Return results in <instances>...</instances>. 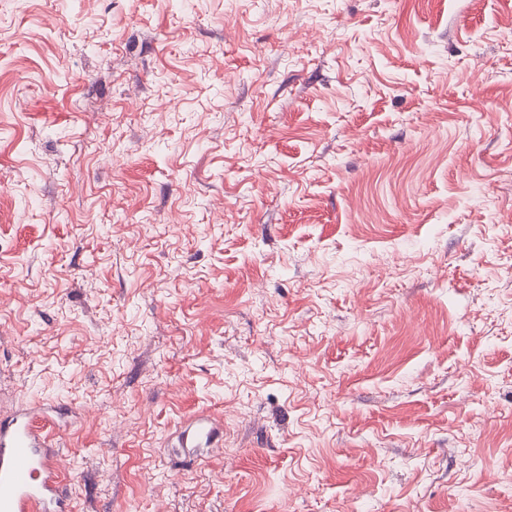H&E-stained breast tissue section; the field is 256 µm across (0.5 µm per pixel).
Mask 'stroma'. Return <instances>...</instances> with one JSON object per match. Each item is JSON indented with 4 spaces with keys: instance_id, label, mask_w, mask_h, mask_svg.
I'll return each instance as SVG.
<instances>
[{
    "instance_id": "obj_1",
    "label": "stroma",
    "mask_w": 512,
    "mask_h": 512,
    "mask_svg": "<svg viewBox=\"0 0 512 512\" xmlns=\"http://www.w3.org/2000/svg\"><path fill=\"white\" fill-rule=\"evenodd\" d=\"M510 39L0 0V417L45 408L73 512H512Z\"/></svg>"
}]
</instances>
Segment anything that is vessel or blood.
Returning a JSON list of instances; mask_svg holds the SVG:
<instances>
[{"instance_id":"1","label":"vessel or blood","mask_w":512,"mask_h":512,"mask_svg":"<svg viewBox=\"0 0 512 512\" xmlns=\"http://www.w3.org/2000/svg\"><path fill=\"white\" fill-rule=\"evenodd\" d=\"M61 469L28 413L0 421V512H69Z\"/></svg>"}]
</instances>
